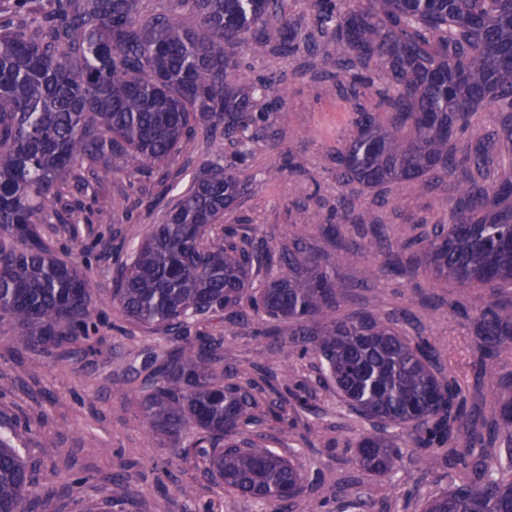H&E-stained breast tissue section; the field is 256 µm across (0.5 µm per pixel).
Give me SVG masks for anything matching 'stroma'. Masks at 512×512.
Returning <instances> with one entry per match:
<instances>
[{"label":"stroma","mask_w":512,"mask_h":512,"mask_svg":"<svg viewBox=\"0 0 512 512\" xmlns=\"http://www.w3.org/2000/svg\"><path fill=\"white\" fill-rule=\"evenodd\" d=\"M284 5L299 24L296 51L282 55L273 34L265 52L239 56L240 85L255 84L270 72L281 76L271 96L278 105L267 109L264 124L250 128L241 142L220 132L197 133L152 173L114 175L97 198L87 199L84 212L95 237L109 242L111 251H88L86 237L70 238L53 224L42 227L58 258L86 270L101 312L94 339L51 357L10 344L15 329L0 321V431L12 436L33 469L38 498L48 501L49 512H81L88 501L100 512H264L254 501L225 494L203 457L146 431L138 403L146 377L143 358L165 351L170 342L128 324L112 304L119 257L130 255L151 226L163 221L193 177L215 168L234 169L252 184L251 194L225 213L215 233L232 224L240 235L276 250L300 233L331 262L342 240L381 239L386 257L364 255L342 267L340 314L370 310L395 320L407 338H428L444 358L442 372L464 381L471 403L484 415L512 398V351L497 356L492 371L480 374L473 365L472 315L491 299L492 289L435 279L415 259L433 225L448 221L452 180L427 192L338 181L336 149L354 134L353 106L386 112L387 80L370 67L378 94L348 100L336 85V40L322 33L312 0ZM312 40L319 55L308 50ZM268 99L257 98V107L267 108ZM293 157L301 159V168L290 167ZM350 194L361 204L343 224L341 240H332L319 227L335 222L337 201ZM371 264L376 276L362 281V270ZM193 330L225 336L224 361L256 401L251 433L263 434L270 448L305 475L307 491L290 512H339L341 501L366 491L376 498L372 512H423L430 497L454 484L457 473L442 451L419 447L407 428L389 431L401 450L392 472L364 474L355 463V443L372 426L349 412L316 359L259 333H237L221 313ZM263 368L277 375L289 371L291 378L267 384L260 379ZM283 387L306 397L310 410L291 401L283 419H276L273 391Z\"/></svg>","instance_id":"1"}]
</instances>
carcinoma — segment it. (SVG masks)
Instances as JSON below:
<instances>
[{"instance_id":"1","label":"carcinoma","mask_w":512,"mask_h":512,"mask_svg":"<svg viewBox=\"0 0 512 512\" xmlns=\"http://www.w3.org/2000/svg\"><path fill=\"white\" fill-rule=\"evenodd\" d=\"M14 29L0 22V320L19 348L52 355L89 341L98 330L93 286L74 262L57 258L41 233L48 212L73 238L71 216L113 174L151 171L199 128L224 122L235 138L264 121L254 95L272 92V73L239 87L237 54L265 50L274 23L282 51L299 36L280 0H183L195 19L144 15L139 0H55ZM314 0L321 24L336 36V75L353 95L377 93L363 70L374 64L393 88L388 112L356 111L355 133L336 151V176L367 188L405 184L426 191L455 177L456 131L480 108L512 110V0ZM512 142V121L499 140L477 146L470 163L482 173L496 143ZM74 189L60 175L75 168ZM250 192L233 171L197 177L164 221L153 226L119 270L112 301L129 323L178 345L153 356L140 402L147 431L201 454L233 495L288 512L305 491L300 469L263 442L245 439L256 422L250 391L218 373L223 337L187 336L193 322L230 305L243 328L250 314L292 326L288 349L314 355L358 417L386 429L410 427L423 448H444L463 477L431 497L424 512H512V400L491 419L465 406L452 376L438 377L427 339L400 335L372 311L338 313L336 268L303 242L277 252L235 228L209 235L230 206ZM450 224H437L419 262L462 286L512 284V176L491 184L456 177ZM345 255L374 256L382 241L351 240ZM283 268L257 293L252 275ZM480 349L512 351V302H488L474 317ZM507 441V467L486 463L476 445ZM358 466L388 472L401 449L381 433L356 443ZM27 466L0 433V512H34Z\"/></svg>"}]
</instances>
